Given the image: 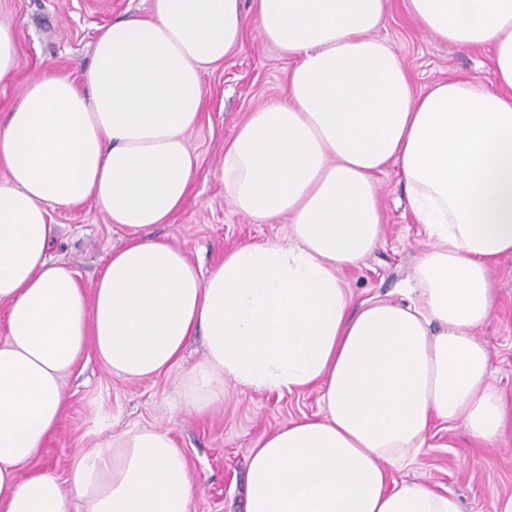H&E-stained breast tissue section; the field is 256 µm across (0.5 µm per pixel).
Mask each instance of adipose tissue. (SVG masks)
I'll return each mask as SVG.
<instances>
[{"instance_id": "1", "label": "adipose tissue", "mask_w": 512, "mask_h": 512, "mask_svg": "<svg viewBox=\"0 0 512 512\" xmlns=\"http://www.w3.org/2000/svg\"><path fill=\"white\" fill-rule=\"evenodd\" d=\"M405 7L433 38L491 50L495 88L448 79L414 94L378 35L389 0H152L148 17L101 30L80 79L50 67L23 88L0 126V512H190L187 460L155 428L96 439L63 480L34 467L90 349L128 380L182 368V402L198 412L228 378L319 391L322 417L253 449L245 512H461L428 483H389L385 466L414 462L436 420L483 444L512 431L476 337L492 271L512 258V0ZM252 21L296 65L218 175L238 212L288 217L290 231L204 273L150 230L192 189L202 76ZM391 164L435 244L401 299L354 308L338 273L381 242L376 176ZM88 201L128 241L87 292L48 248L52 210ZM198 337L205 356L183 368Z\"/></svg>"}]
</instances>
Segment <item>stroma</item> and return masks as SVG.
Wrapping results in <instances>:
<instances>
[{
  "label": "stroma",
  "instance_id": "1",
  "mask_svg": "<svg viewBox=\"0 0 512 512\" xmlns=\"http://www.w3.org/2000/svg\"><path fill=\"white\" fill-rule=\"evenodd\" d=\"M150 0H0V20L16 30L18 67L0 82V125L14 107L23 85L52 66L79 77L89 64L101 28L128 13L148 16ZM399 53L415 91L434 82L465 79L491 86L489 54L434 41L414 25L404 0H390L380 31ZM293 62L248 30L241 47L203 77L201 121L188 145L200 166L192 192L181 210L153 233L183 250L201 271L224 257L226 249L247 243L285 240L289 222L259 224L236 212L216 172L224 146L254 109L283 98ZM383 214L382 243L341 278L353 302L397 298L426 249L423 225L417 224L406 201L396 166L378 177ZM59 234L52 257L78 273L92 287L108 255L126 242L123 231L109 224L92 203L52 213ZM497 302L476 335L489 352L493 376L512 399V259L495 269ZM179 371L141 381L124 380L95 357L82 360L66 380L69 403L57 433L35 460L36 466L67 476L78 448L127 427L151 426L167 431L185 454L197 483L191 512H243L250 454L270 433L290 421L320 414L313 389L292 393L255 391L224 382V400L195 413L179 404ZM391 479L421 480L436 490L453 492L462 512H502L512 499V433L495 446L473 441L461 424H436L428 448L416 462L388 465Z\"/></svg>",
  "mask_w": 512,
  "mask_h": 512
}]
</instances>
